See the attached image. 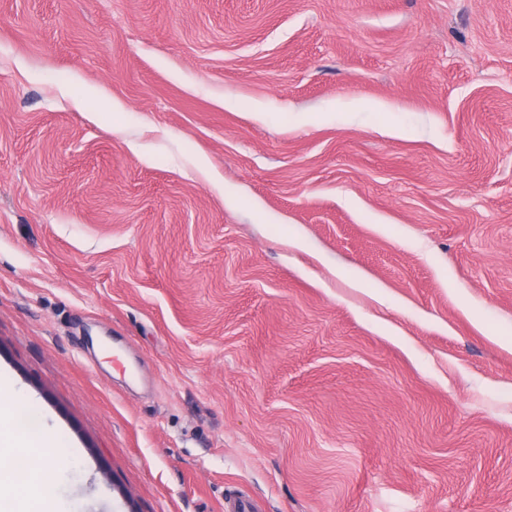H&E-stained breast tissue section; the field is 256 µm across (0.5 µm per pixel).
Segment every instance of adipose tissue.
<instances>
[{"label":"adipose tissue","mask_w":512,"mask_h":512,"mask_svg":"<svg viewBox=\"0 0 512 512\" xmlns=\"http://www.w3.org/2000/svg\"><path fill=\"white\" fill-rule=\"evenodd\" d=\"M15 389L6 373L0 372V512H67L62 500L49 496L64 462L57 451L67 442L59 431L43 429L31 433L22 444L13 440ZM21 446L30 459L25 480L12 478L9 450Z\"/></svg>","instance_id":"adipose-tissue-1"}]
</instances>
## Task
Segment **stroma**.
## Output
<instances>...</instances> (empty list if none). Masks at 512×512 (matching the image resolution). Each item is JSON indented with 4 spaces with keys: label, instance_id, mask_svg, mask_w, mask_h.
Returning a JSON list of instances; mask_svg holds the SVG:
<instances>
[{
    "label": "stroma",
    "instance_id": "stroma-1",
    "mask_svg": "<svg viewBox=\"0 0 512 512\" xmlns=\"http://www.w3.org/2000/svg\"><path fill=\"white\" fill-rule=\"evenodd\" d=\"M0 370L71 512H512V0H0Z\"/></svg>",
    "mask_w": 512,
    "mask_h": 512
}]
</instances>
